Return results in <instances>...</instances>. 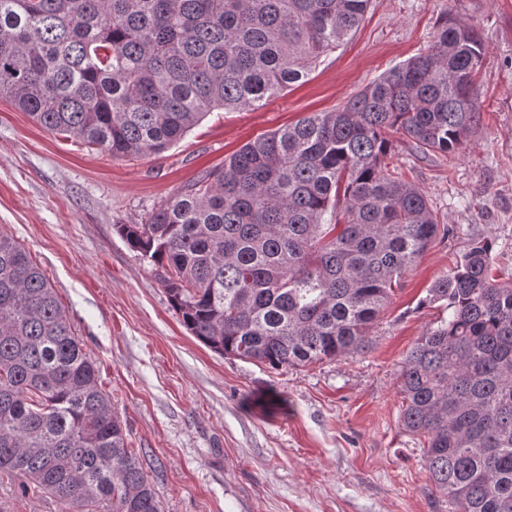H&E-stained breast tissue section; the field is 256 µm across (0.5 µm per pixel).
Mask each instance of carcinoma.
<instances>
[{
    "instance_id": "obj_1",
    "label": "carcinoma",
    "mask_w": 512,
    "mask_h": 512,
    "mask_svg": "<svg viewBox=\"0 0 512 512\" xmlns=\"http://www.w3.org/2000/svg\"><path fill=\"white\" fill-rule=\"evenodd\" d=\"M371 0H0V98L114 157L160 155L217 109H258L348 42ZM486 46L444 19L426 50L344 106L259 136L140 224L189 333L222 356L305 367L365 346L440 232L386 169L387 134L448 154L478 126ZM489 239L428 288L448 318L419 337L406 430L452 512H512V283ZM0 471L60 512H160L100 369L44 270L0 231Z\"/></svg>"
}]
</instances>
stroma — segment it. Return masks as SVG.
I'll use <instances>...</instances> for the list:
<instances>
[{"mask_svg":"<svg viewBox=\"0 0 512 512\" xmlns=\"http://www.w3.org/2000/svg\"><path fill=\"white\" fill-rule=\"evenodd\" d=\"M475 26L480 124L449 154L392 137L388 168L416 184L447 236L406 273L364 348L306 367L224 357L191 336L157 272L117 232L245 143L347 103L426 48L446 17ZM0 230L61 296L140 451L163 512H449L401 422L400 376L445 315L430 285L475 241L512 279V0H372L354 36L254 111L212 112L161 155L113 157L51 134L0 99ZM0 473V512H58Z\"/></svg>","mask_w":512,"mask_h":512,"instance_id":"stroma-1","label":"stroma"}]
</instances>
